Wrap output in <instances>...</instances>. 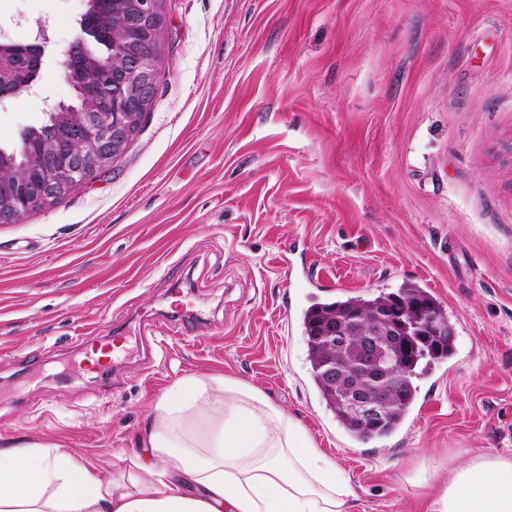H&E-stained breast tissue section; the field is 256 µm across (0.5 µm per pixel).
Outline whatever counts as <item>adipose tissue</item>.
Instances as JSON below:
<instances>
[{"instance_id": "obj_1", "label": "adipose tissue", "mask_w": 512, "mask_h": 512, "mask_svg": "<svg viewBox=\"0 0 512 512\" xmlns=\"http://www.w3.org/2000/svg\"><path fill=\"white\" fill-rule=\"evenodd\" d=\"M139 449L104 475L51 443L0 448V512H350L357 485L301 422L230 375H189L156 399ZM425 512H512V460L418 471Z\"/></svg>"}]
</instances>
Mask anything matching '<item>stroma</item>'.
I'll list each match as a JSON object with an SVG mask.
<instances>
[{"mask_svg":"<svg viewBox=\"0 0 512 512\" xmlns=\"http://www.w3.org/2000/svg\"><path fill=\"white\" fill-rule=\"evenodd\" d=\"M83 0H0L46 23L35 91L0 103V148L72 103ZM157 90L109 172L0 224V447L117 464L152 401L228 374L301 418L362 491L420 512L419 465L512 459V0H162ZM453 355L419 364L386 438L321 399L301 314L403 282ZM193 303L174 313V286Z\"/></svg>","mask_w":512,"mask_h":512,"instance_id":"35a3bbf8","label":"stroma"}]
</instances>
